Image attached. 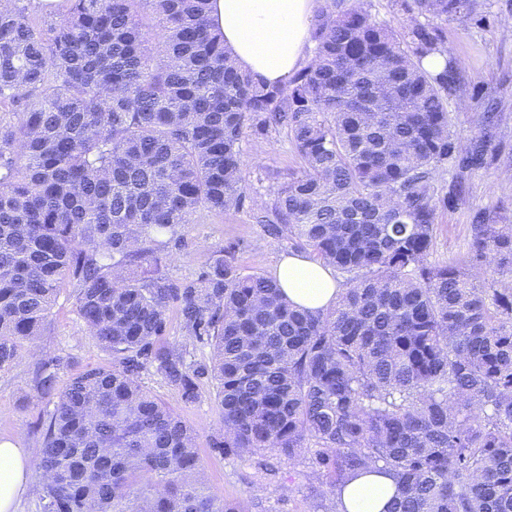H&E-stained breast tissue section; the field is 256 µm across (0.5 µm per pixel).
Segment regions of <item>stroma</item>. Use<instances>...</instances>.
Wrapping results in <instances>:
<instances>
[{
    "label": "stroma",
    "mask_w": 512,
    "mask_h": 512,
    "mask_svg": "<svg viewBox=\"0 0 512 512\" xmlns=\"http://www.w3.org/2000/svg\"><path fill=\"white\" fill-rule=\"evenodd\" d=\"M485 21L459 25L450 21L443 29L447 46L463 66L464 85L448 102L454 129L463 140L480 136L486 107H493L499 121L492 131L488 154L492 163L465 172L466 201L454 210L437 213L431 260L436 264L461 257L471 238L476 211L491 213L497 223L512 224V188L500 177L512 171V40L500 34L503 19L512 17V0H489ZM250 162L243 170L247 192L253 205L243 211L193 216L181 227V241L174 246L165 267L175 279H191L216 257L227 241L236 240L240 249L237 264L246 274L269 273L283 256L294 253L285 239L270 236L257 217L272 198V193L299 172L301 160L285 133L253 139L244 146ZM39 356L24 354L11 367L0 371V440L37 444L38 425L47 406L32 391V379L40 359H53L60 384L90 367L112 362L80 320L75 300L61 292L38 342ZM143 385L170 403L201 436H209L222 426L217 403V384L211 377L199 382V398L184 404L178 394L154 371L144 372ZM209 486L224 500L237 503L240 512H319L310 494L312 478L305 461L284 456L274 459L276 475H265L257 458L225 457L205 447L201 450Z\"/></svg>",
    "instance_id": "35a3bbf8"
}]
</instances>
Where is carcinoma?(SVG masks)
I'll list each match as a JSON object with an SVG mask.
<instances>
[{"mask_svg":"<svg viewBox=\"0 0 512 512\" xmlns=\"http://www.w3.org/2000/svg\"><path fill=\"white\" fill-rule=\"evenodd\" d=\"M211 0H11L0 11V371L45 330L65 288L112 366L64 388L37 367L47 412L33 460L42 512H237L207 484L200 433L146 390L180 399L212 376L226 456L308 461L315 495L383 473L385 512H512V224L481 213L462 259L430 261L437 212L463 200L451 170L480 168L448 98L461 65L439 22L486 0H324L317 63L284 86L239 70ZM446 56L443 70L423 60ZM286 130L303 166L260 222L346 276L336 304L298 308L245 275L229 241L191 280L162 270L178 229L250 202L243 144ZM210 365L163 343L167 313ZM372 12L377 19L391 25L396 30L406 26L407 15L404 14L395 0H371Z\"/></svg>","mask_w":512,"mask_h":512,"instance_id":"1","label":"carcinoma"}]
</instances>
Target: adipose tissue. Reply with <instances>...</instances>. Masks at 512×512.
<instances>
[{"instance_id": "ef3b65f1", "label": "adipose tissue", "mask_w": 512, "mask_h": 512, "mask_svg": "<svg viewBox=\"0 0 512 512\" xmlns=\"http://www.w3.org/2000/svg\"><path fill=\"white\" fill-rule=\"evenodd\" d=\"M315 13V0H212L210 20L238 68L276 86L313 62ZM271 274L295 305L312 312L334 305L341 291L334 267L304 254L282 258ZM34 455V449L0 442V512H16ZM396 493L388 475L362 474L337 491L336 512H384Z\"/></svg>"}]
</instances>
